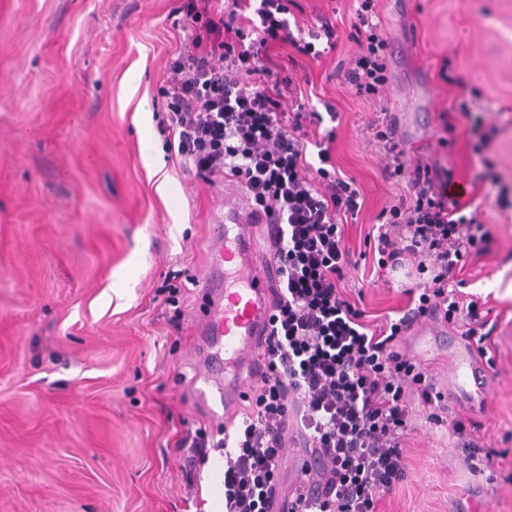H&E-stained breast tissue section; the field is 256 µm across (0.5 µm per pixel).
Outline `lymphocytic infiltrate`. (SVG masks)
<instances>
[{
	"mask_svg": "<svg viewBox=\"0 0 512 512\" xmlns=\"http://www.w3.org/2000/svg\"><path fill=\"white\" fill-rule=\"evenodd\" d=\"M294 0H183L191 32L166 72L168 149L197 173L237 180L261 224L273 306L247 412L224 448V512H381L408 478L410 397L438 419L446 405L426 368L398 349L412 326L459 324L479 356L494 352L491 308L462 300L461 273L488 251V230L466 203L449 199L452 174L431 152L409 157L387 119L375 143L386 179L405 183L382 211L373 238L383 274L403 273L404 306L366 321L343 285L351 255L346 218L364 200L332 157L333 105L309 108L299 84L274 72L271 53L321 58L336 47L324 20L292 29ZM354 28L362 51L344 80L376 97L386 82L387 43L374 0H360ZM304 455L303 487L281 489L286 448Z\"/></svg>",
	"mask_w": 512,
	"mask_h": 512,
	"instance_id": "f902f5d3",
	"label": "lymphocytic infiltrate"
}]
</instances>
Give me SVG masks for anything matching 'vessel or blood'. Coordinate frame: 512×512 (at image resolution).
Here are the masks:
<instances>
[{
    "mask_svg": "<svg viewBox=\"0 0 512 512\" xmlns=\"http://www.w3.org/2000/svg\"><path fill=\"white\" fill-rule=\"evenodd\" d=\"M249 219L244 204L225 209L209 244L210 268L203 286L213 304L198 322L197 336L211 353L197 396L217 416L229 415L240 404L243 378L254 367L253 350L271 308L264 266L244 232ZM226 368L231 371L227 377L222 374Z\"/></svg>",
    "mask_w": 512,
    "mask_h": 512,
    "instance_id": "1",
    "label": "vessel or blood"
}]
</instances>
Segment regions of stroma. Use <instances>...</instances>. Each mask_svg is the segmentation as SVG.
Instances as JSON below:
<instances>
[{
    "instance_id": "obj_1",
    "label": "stroma",
    "mask_w": 512,
    "mask_h": 512,
    "mask_svg": "<svg viewBox=\"0 0 512 512\" xmlns=\"http://www.w3.org/2000/svg\"><path fill=\"white\" fill-rule=\"evenodd\" d=\"M181 0H0V512H211L210 449L188 494L175 442L184 427L213 438L235 430L211 416L191 388L202 360L195 325L207 310L203 247L231 204L224 179L184 167L167 147L164 76L190 30ZM358 0H297L304 27L336 26L334 51L288 59L308 78L314 108L341 115L334 158L365 204L345 227L352 302L371 317L402 306L401 280L381 275L368 236L406 192L386 180L388 160L372 119L385 112L407 151H438L469 186L488 227L487 256L468 263L465 295L498 316L487 394L448 398L443 421L411 401L409 476L386 512H512V0H376L388 44L387 82L356 97L343 72L361 46ZM458 113V138L441 147L439 115ZM494 132L477 152L472 125ZM498 181L477 183L483 157ZM506 205H499V196ZM177 274L183 317L160 287ZM439 343L413 334L403 353L426 367L440 392L454 372L462 329L442 323ZM479 424L492 463L472 469L453 448L456 421Z\"/></svg>"
}]
</instances>
